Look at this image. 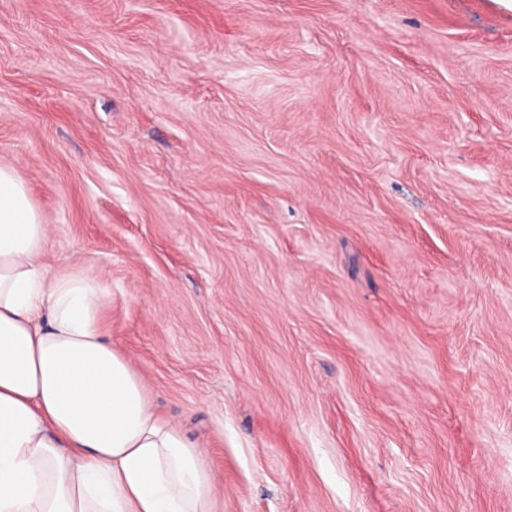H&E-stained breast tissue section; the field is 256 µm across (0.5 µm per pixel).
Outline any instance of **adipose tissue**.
Listing matches in <instances>:
<instances>
[{"label": "adipose tissue", "mask_w": 512, "mask_h": 512, "mask_svg": "<svg viewBox=\"0 0 512 512\" xmlns=\"http://www.w3.org/2000/svg\"><path fill=\"white\" fill-rule=\"evenodd\" d=\"M49 227L0 163V512H213L197 442L102 336L110 297L42 261Z\"/></svg>", "instance_id": "ef3b65f1"}]
</instances>
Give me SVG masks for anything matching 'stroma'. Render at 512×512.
<instances>
[{"instance_id":"obj_1","label":"stroma","mask_w":512,"mask_h":512,"mask_svg":"<svg viewBox=\"0 0 512 512\" xmlns=\"http://www.w3.org/2000/svg\"><path fill=\"white\" fill-rule=\"evenodd\" d=\"M0 161L216 512H512L501 0H0Z\"/></svg>"}]
</instances>
